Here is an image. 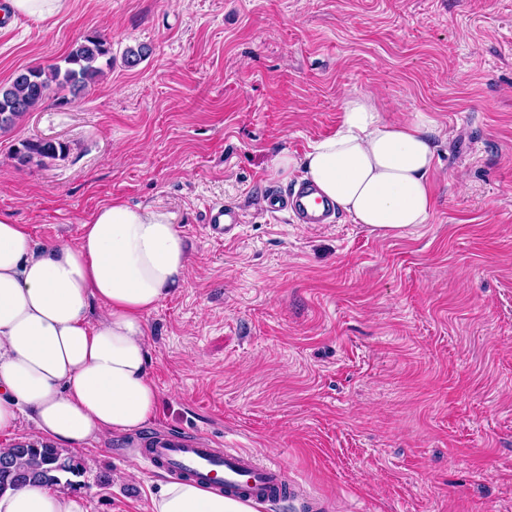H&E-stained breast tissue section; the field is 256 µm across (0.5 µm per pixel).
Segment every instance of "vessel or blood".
<instances>
[{"label":"vessel or blood","instance_id":"obj_1","mask_svg":"<svg viewBox=\"0 0 512 512\" xmlns=\"http://www.w3.org/2000/svg\"><path fill=\"white\" fill-rule=\"evenodd\" d=\"M265 203L268 211L292 213L305 224L324 223L335 210L333 202L325 200L307 184L284 191H267ZM242 222L240 208L228 202L209 206L205 213V227L209 235L217 239H237ZM138 454L152 469L223 489L228 496L265 503L272 501L288 485L280 464L262 463L247 451L212 448L186 436L153 437L139 448Z\"/></svg>","mask_w":512,"mask_h":512}]
</instances>
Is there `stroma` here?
Returning a JSON list of instances; mask_svg holds the SVG:
<instances>
[{"label":"stroma","mask_w":512,"mask_h":512,"mask_svg":"<svg viewBox=\"0 0 512 512\" xmlns=\"http://www.w3.org/2000/svg\"><path fill=\"white\" fill-rule=\"evenodd\" d=\"M92 32L111 69L0 131V215L50 246L112 200L152 204L191 265L146 316L155 417L73 452L84 512H149L168 476L135 449L159 434L279 463L324 512H512V0H71L0 23V84ZM366 94L384 122H437L429 222L267 213L299 182L274 158ZM39 139L67 157L19 166ZM216 202L244 210L234 241L203 227Z\"/></svg>","instance_id":"stroma-1"}]
</instances>
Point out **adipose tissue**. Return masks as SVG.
Listing matches in <instances>:
<instances>
[{
  "label": "adipose tissue",
  "mask_w": 512,
  "mask_h": 512,
  "mask_svg": "<svg viewBox=\"0 0 512 512\" xmlns=\"http://www.w3.org/2000/svg\"><path fill=\"white\" fill-rule=\"evenodd\" d=\"M335 133L273 171L303 181L378 235L428 223L435 120L425 112L387 124L372 95L346 99ZM190 258L172 213L113 200L74 243L37 246L24 225L0 217V432L33 414L37 440L78 449L154 418L146 315L182 286ZM190 479L164 483L150 512H261ZM0 512H84L80 498L41 484L0 495Z\"/></svg>",
  "instance_id": "1"
}]
</instances>
